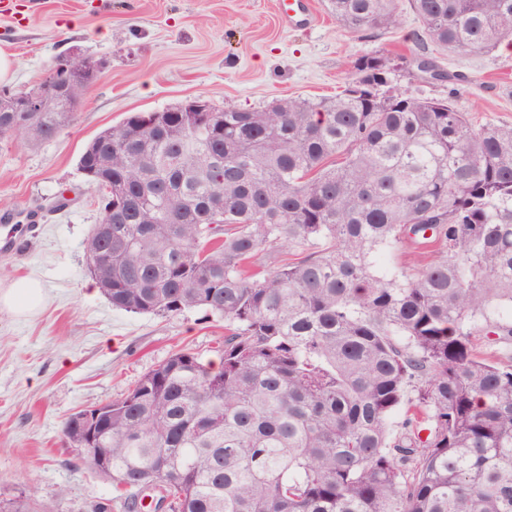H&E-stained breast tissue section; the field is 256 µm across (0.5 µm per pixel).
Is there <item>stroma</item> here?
<instances>
[{"mask_svg": "<svg viewBox=\"0 0 512 512\" xmlns=\"http://www.w3.org/2000/svg\"><path fill=\"white\" fill-rule=\"evenodd\" d=\"M311 15L309 25L290 29L276 0H0V51L14 62L9 86L37 84L70 51L103 63L55 137H0V236L19 237L17 250H0V286L30 276L45 287L35 312L0 310V498L24 493L55 502L58 512H89L116 497L111 481L84 467L64 439L65 419L121 398L179 349L221 362L223 320L196 310L113 308L88 272L85 245L100 213L78 159L100 131L199 95L245 110L332 96L365 55L387 57L406 95L444 99L447 81L416 66L418 58L436 59L459 80L456 109L477 125L512 126V44L437 53L417 42L420 23L408 0H399V23L387 30L349 32L327 0H311ZM62 192L70 207L49 212ZM30 213L37 219L28 225Z\"/></svg>", "mask_w": 512, "mask_h": 512, "instance_id": "stroma-1", "label": "stroma"}]
</instances>
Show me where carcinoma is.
I'll use <instances>...</instances> for the list:
<instances>
[{
  "label": "carcinoma",
  "mask_w": 512,
  "mask_h": 512,
  "mask_svg": "<svg viewBox=\"0 0 512 512\" xmlns=\"http://www.w3.org/2000/svg\"><path fill=\"white\" fill-rule=\"evenodd\" d=\"M452 53L512 41V0H408ZM346 29L398 0H328ZM344 89L228 109L130 113L79 157L108 236L85 261L112 307L224 320L222 363L172 354L112 401L95 443L123 512H512V127L393 86L362 56ZM64 98L0 112L33 142ZM390 247L410 256L378 269ZM404 410L394 423L392 416ZM0 512H56L19 494Z\"/></svg>",
  "instance_id": "1"
}]
</instances>
